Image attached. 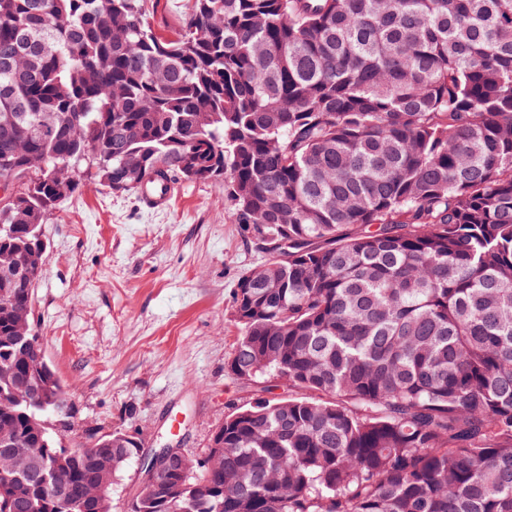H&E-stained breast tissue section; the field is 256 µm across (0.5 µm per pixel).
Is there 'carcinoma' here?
I'll use <instances>...</instances> for the list:
<instances>
[{
  "mask_svg": "<svg viewBox=\"0 0 512 512\" xmlns=\"http://www.w3.org/2000/svg\"><path fill=\"white\" fill-rule=\"evenodd\" d=\"M52 53L18 80L41 42ZM224 180L243 277L224 465L127 512H512V0H0V512H94L126 433L74 429L20 339L32 244L89 177ZM283 383L288 394H272ZM156 31L172 35L188 20L192 0H147Z\"/></svg>",
  "mask_w": 512,
  "mask_h": 512,
  "instance_id": "cac0c4a2",
  "label": "carcinoma"
}]
</instances>
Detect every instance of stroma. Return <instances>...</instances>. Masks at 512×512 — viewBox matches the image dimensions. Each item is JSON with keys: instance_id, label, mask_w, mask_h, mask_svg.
Segmentation results:
<instances>
[{"instance_id": "obj_1", "label": "stroma", "mask_w": 512, "mask_h": 512, "mask_svg": "<svg viewBox=\"0 0 512 512\" xmlns=\"http://www.w3.org/2000/svg\"><path fill=\"white\" fill-rule=\"evenodd\" d=\"M227 207L220 181L178 183L163 210L88 182L48 216L35 330L76 427L200 455L249 398L224 364L237 284L265 257Z\"/></svg>"}]
</instances>
